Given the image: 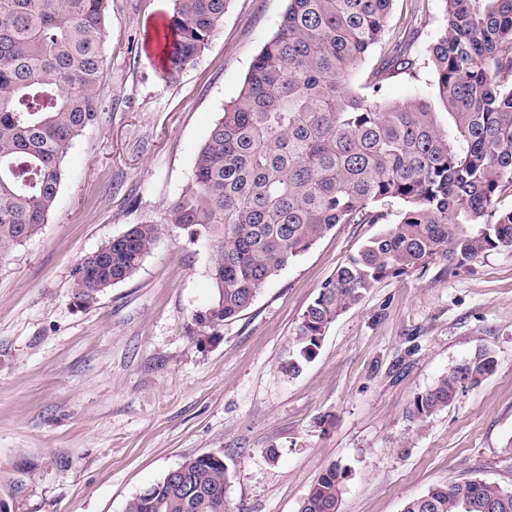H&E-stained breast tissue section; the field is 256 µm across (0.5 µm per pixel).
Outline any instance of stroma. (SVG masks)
<instances>
[{
    "mask_svg": "<svg viewBox=\"0 0 512 512\" xmlns=\"http://www.w3.org/2000/svg\"><path fill=\"white\" fill-rule=\"evenodd\" d=\"M419 5L416 67L384 81L405 105L435 92L426 49L445 23L443 0ZM286 7L228 0L205 48L170 76L156 33L174 0H109L105 108L69 147L46 223L0 261V484L18 483L14 512H124L185 459L218 451L228 512H297L334 463L350 471L339 512H403L429 486L475 478L512 487V250L382 281L291 375L301 314L381 230L339 224L216 341L189 333L211 298L212 249L169 214ZM133 224L161 227L142 265L77 308V260ZM482 347L488 376L409 417L417 394Z\"/></svg>",
    "mask_w": 512,
    "mask_h": 512,
    "instance_id": "35a3bbf8",
    "label": "stroma"
}]
</instances>
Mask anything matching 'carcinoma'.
Returning a JSON list of instances; mask_svg holds the SVG:
<instances>
[{"mask_svg":"<svg viewBox=\"0 0 512 512\" xmlns=\"http://www.w3.org/2000/svg\"><path fill=\"white\" fill-rule=\"evenodd\" d=\"M108 0H0V260L44 224L62 161L104 102ZM158 36L169 74L192 63L228 0H174ZM445 23L427 47L435 96L389 105L382 85L350 80L373 48L384 65L415 66L411 39L391 35L393 0H288L278 30L255 58L238 98L224 107L198 152L191 184L170 224L192 243L215 246L212 299L192 314L191 333L217 338L261 288L338 224L397 220L339 267L301 315L294 374L320 349L326 329L376 284L433 260L462 266L512 248V0H444ZM157 224L126 232L83 256L72 295L88 308L130 278L156 241ZM480 348L417 394L411 416L429 418L465 384L490 374ZM347 467L326 468L297 512H338ZM231 472L221 452L179 465L130 500L125 512H227ZM403 512H512V488L471 479L433 485Z\"/></svg>","mask_w":512,"mask_h":512,"instance_id":"cac0c4a2","label":"carcinoma"}]
</instances>
